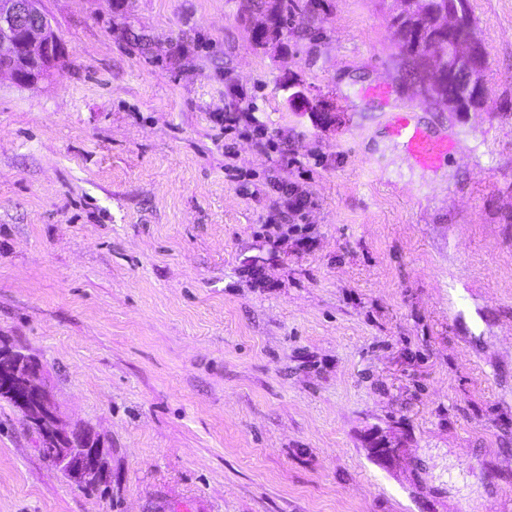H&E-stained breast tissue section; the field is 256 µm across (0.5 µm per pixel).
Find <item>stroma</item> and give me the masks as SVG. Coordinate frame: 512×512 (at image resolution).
<instances>
[{
    "instance_id": "1",
    "label": "stroma",
    "mask_w": 512,
    "mask_h": 512,
    "mask_svg": "<svg viewBox=\"0 0 512 512\" xmlns=\"http://www.w3.org/2000/svg\"><path fill=\"white\" fill-rule=\"evenodd\" d=\"M471 6L489 95L455 114L382 0H316L278 48L254 0H45L63 60L0 76V346L112 480L77 488L0 401V512H512V0ZM400 110L454 158L416 166ZM293 100H295L301 107V109L309 112L313 120L320 126L332 125L336 122V117L332 108L324 101H318L316 103L310 102L309 98L300 91L292 94ZM283 194L282 219L284 223H295L296 218L302 217L309 203L308 195L298 188L286 190Z\"/></svg>"
}]
</instances>
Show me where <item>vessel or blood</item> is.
Instances as JSON below:
<instances>
[{"label": "vessel or blood", "instance_id": "1", "mask_svg": "<svg viewBox=\"0 0 512 512\" xmlns=\"http://www.w3.org/2000/svg\"><path fill=\"white\" fill-rule=\"evenodd\" d=\"M391 135L399 141L413 161L423 168L440 166L449 158L454 143L445 136L429 132L406 112L392 113L388 120Z\"/></svg>", "mask_w": 512, "mask_h": 512}]
</instances>
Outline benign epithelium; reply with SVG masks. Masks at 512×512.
Instances as JSON below:
<instances>
[{
    "label": "benign epithelium",
    "mask_w": 512,
    "mask_h": 512,
    "mask_svg": "<svg viewBox=\"0 0 512 512\" xmlns=\"http://www.w3.org/2000/svg\"><path fill=\"white\" fill-rule=\"evenodd\" d=\"M417 2L419 0H391L387 15L389 25L399 27ZM459 17L456 0H448V8L437 20L422 15L417 23L419 33L425 36L430 35L434 24L448 33V65H440L430 54L421 57L423 80L417 83L420 95L443 102L448 111L456 114L481 108L487 94L484 48L475 36L468 40L453 37ZM63 55V44L44 0H0V74L9 75L19 86L33 85L49 77ZM459 71L466 74L474 93L464 91L450 80ZM293 100L309 112L317 124L328 126L336 122L326 102L312 103L300 91L293 93ZM42 375L43 367L37 361L25 366L11 363L0 367V381L17 401L27 425L37 432L40 453L53 456L55 467L64 470L78 486L99 481L105 476L99 444L66 447L70 431L63 425ZM367 447L379 457H390L397 452V448L377 431L371 433Z\"/></svg>",
    "instance_id": "7a95c632"
}]
</instances>
